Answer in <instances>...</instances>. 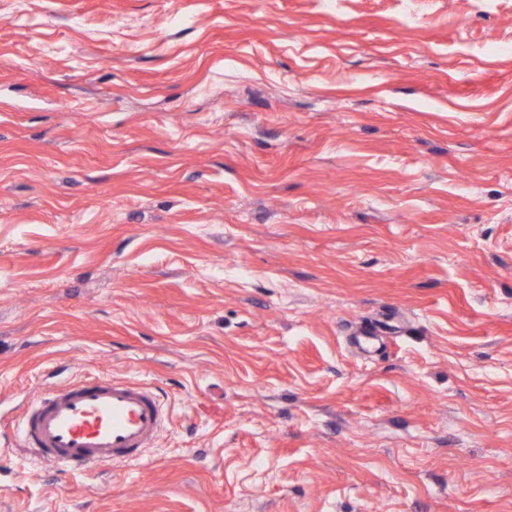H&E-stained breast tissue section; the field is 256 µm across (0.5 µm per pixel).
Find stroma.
Here are the masks:
<instances>
[{"mask_svg": "<svg viewBox=\"0 0 512 512\" xmlns=\"http://www.w3.org/2000/svg\"><path fill=\"white\" fill-rule=\"evenodd\" d=\"M503 43L512 0H0V423L167 412L92 473L0 442V512H512ZM159 390L125 377L86 376L37 396L20 444L60 473L138 462L164 424Z\"/></svg>", "mask_w": 512, "mask_h": 512, "instance_id": "1", "label": "stroma"}]
</instances>
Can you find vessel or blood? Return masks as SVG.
<instances>
[{"mask_svg":"<svg viewBox=\"0 0 512 512\" xmlns=\"http://www.w3.org/2000/svg\"><path fill=\"white\" fill-rule=\"evenodd\" d=\"M166 413L156 387L124 377L87 376L37 396L22 418L19 439L58 472H93L139 461L154 442Z\"/></svg>","mask_w":512,"mask_h":512,"instance_id":"1","label":"vessel or blood"}]
</instances>
